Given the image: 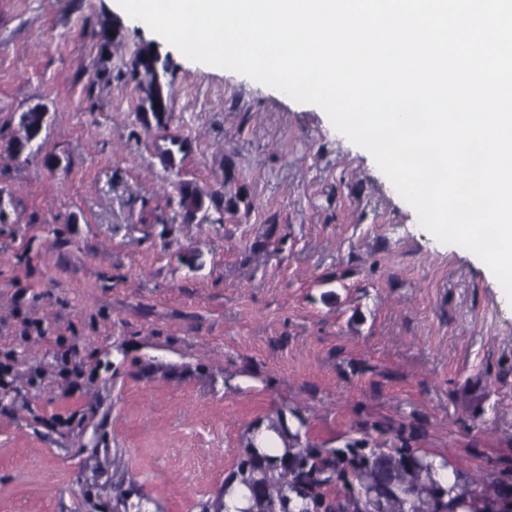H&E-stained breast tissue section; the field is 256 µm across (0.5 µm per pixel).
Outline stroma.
I'll return each mask as SVG.
<instances>
[{
  "instance_id": "obj_1",
  "label": "stroma",
  "mask_w": 512,
  "mask_h": 512,
  "mask_svg": "<svg viewBox=\"0 0 512 512\" xmlns=\"http://www.w3.org/2000/svg\"><path fill=\"white\" fill-rule=\"evenodd\" d=\"M146 48L170 68L158 122L128 69ZM184 183L232 185L234 212L181 223ZM0 211V512H221L282 418L334 460L327 503L361 499L360 462L425 456L512 502V299L317 105L115 0H0Z\"/></svg>"
}]
</instances>
